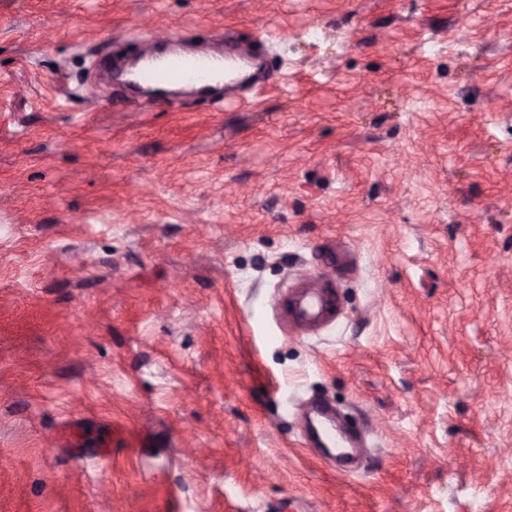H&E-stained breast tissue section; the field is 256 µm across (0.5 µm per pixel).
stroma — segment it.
Returning <instances> with one entry per match:
<instances>
[{
	"instance_id": "stroma-1",
	"label": "stroma",
	"mask_w": 512,
	"mask_h": 512,
	"mask_svg": "<svg viewBox=\"0 0 512 512\" xmlns=\"http://www.w3.org/2000/svg\"><path fill=\"white\" fill-rule=\"evenodd\" d=\"M0 512H512V0H0ZM214 75V66L209 57H168L160 65L143 66L137 73V80L144 86L171 88L193 86L207 90ZM278 306L280 322L296 332H314L336 319L337 308L331 283L321 276L308 275L290 287Z\"/></svg>"
}]
</instances>
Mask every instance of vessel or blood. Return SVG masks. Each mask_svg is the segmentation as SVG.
<instances>
[{
  "label": "vessel or blood",
  "mask_w": 512,
  "mask_h": 512,
  "mask_svg": "<svg viewBox=\"0 0 512 512\" xmlns=\"http://www.w3.org/2000/svg\"><path fill=\"white\" fill-rule=\"evenodd\" d=\"M213 75L211 58L175 55L162 64L143 66L137 79L147 87L193 86L205 90ZM329 286L328 280L315 275L297 281L278 306L280 322L296 332H314L334 321L337 308Z\"/></svg>",
  "instance_id": "obj_1"
}]
</instances>
